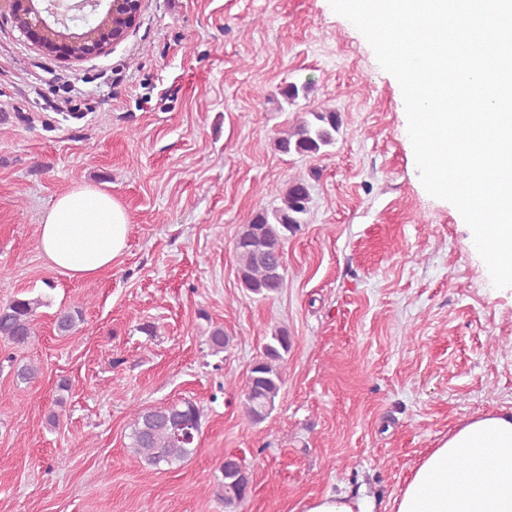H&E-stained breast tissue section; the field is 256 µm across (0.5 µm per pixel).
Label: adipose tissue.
<instances>
[{
  "instance_id": "adipose-tissue-1",
  "label": "adipose tissue",
  "mask_w": 512,
  "mask_h": 512,
  "mask_svg": "<svg viewBox=\"0 0 512 512\" xmlns=\"http://www.w3.org/2000/svg\"><path fill=\"white\" fill-rule=\"evenodd\" d=\"M129 228L111 194L80 186L51 203L39 246L51 269L87 281L111 270ZM461 456L466 467L449 473ZM390 512H512V409L476 415L449 431L412 470Z\"/></svg>"
}]
</instances>
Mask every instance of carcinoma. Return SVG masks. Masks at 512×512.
<instances>
[{
    "label": "carcinoma",
    "mask_w": 512,
    "mask_h": 512,
    "mask_svg": "<svg viewBox=\"0 0 512 512\" xmlns=\"http://www.w3.org/2000/svg\"><path fill=\"white\" fill-rule=\"evenodd\" d=\"M342 119L336 111L317 110L308 113L285 135L273 142L275 151L300 156H315L336 142ZM310 201L306 179L297 178L288 183L280 195V205L272 210L255 212L235 235L234 253L240 286L264 299L283 287L286 267L278 250L288 238L305 223ZM46 305L41 297L21 294L0 305V341L14 348L31 344L37 336L38 309ZM83 321L80 309H64L56 314L55 330L69 336ZM230 337L217 326L207 336L211 352L225 351ZM292 347V339L285 326L271 328L259 358L253 363L244 384V413L254 424L264 422L275 408L284 379L280 364ZM127 448L151 467H169L186 461L197 451L196 439L201 434L202 413L190 399H183L164 407L131 410ZM217 479L216 495L224 501V508L235 509L245 499L240 474L245 466L235 455L222 460Z\"/></svg>",
    "instance_id": "cac0c4a2"
}]
</instances>
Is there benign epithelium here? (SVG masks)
<instances>
[{"label":"benign epithelium","instance_id":"obj_1","mask_svg":"<svg viewBox=\"0 0 512 512\" xmlns=\"http://www.w3.org/2000/svg\"><path fill=\"white\" fill-rule=\"evenodd\" d=\"M142 0H0L11 23L39 50L64 62L107 54L136 25Z\"/></svg>","mask_w":512,"mask_h":512}]
</instances>
